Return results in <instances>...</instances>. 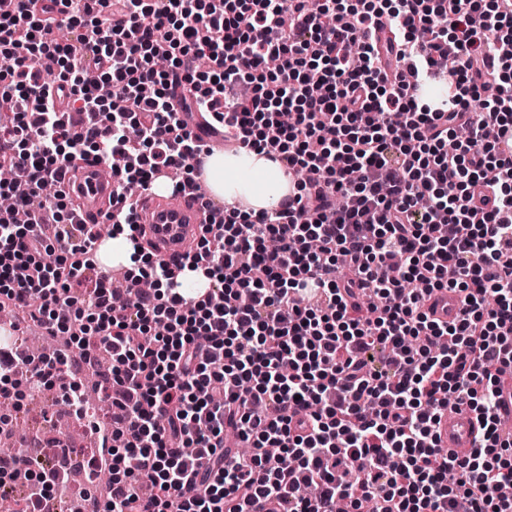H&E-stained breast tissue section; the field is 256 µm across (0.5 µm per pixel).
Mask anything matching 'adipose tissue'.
<instances>
[{
    "label": "adipose tissue",
    "mask_w": 512,
    "mask_h": 512,
    "mask_svg": "<svg viewBox=\"0 0 512 512\" xmlns=\"http://www.w3.org/2000/svg\"><path fill=\"white\" fill-rule=\"evenodd\" d=\"M204 176L212 195L230 205L245 202L257 214L271 212L294 190L287 170L250 146L212 154Z\"/></svg>",
    "instance_id": "adipose-tissue-1"
}]
</instances>
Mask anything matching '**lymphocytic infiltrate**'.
Segmentation results:
<instances>
[{"instance_id": "1", "label": "lymphocytic infiltrate", "mask_w": 512, "mask_h": 512, "mask_svg": "<svg viewBox=\"0 0 512 512\" xmlns=\"http://www.w3.org/2000/svg\"><path fill=\"white\" fill-rule=\"evenodd\" d=\"M54 8L79 17L68 41ZM441 79L447 108L420 104ZM178 80L191 89L175 103ZM3 109L15 177L0 194L26 222L0 210V305L77 353L1 360L0 396L58 386L87 420L77 358L112 404L111 427L89 425L108 495L72 512H512V436L496 427V371L512 365V154L498 141L512 0H9ZM196 112L300 177L283 211L232 207L203 226L182 259L210 279L197 301L133 220L156 172L193 183ZM115 155L132 164L112 174L107 219L138 264L121 307L89 257L95 225L62 216L60 189L76 160ZM445 288L465 298L450 325L425 310ZM452 401L483 431L462 460L432 434ZM228 425L249 460L225 449Z\"/></svg>"}]
</instances>
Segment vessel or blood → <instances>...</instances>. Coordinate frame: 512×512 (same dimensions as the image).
<instances>
[{"instance_id": "1", "label": "vessel or blood", "mask_w": 512, "mask_h": 512, "mask_svg": "<svg viewBox=\"0 0 512 512\" xmlns=\"http://www.w3.org/2000/svg\"><path fill=\"white\" fill-rule=\"evenodd\" d=\"M65 189L79 204V220L87 224L103 222L112 186L100 177L97 166L84 168L77 179L66 181ZM223 209L224 205L219 201L200 205L197 187L190 184L172 197L144 192L138 200L135 217L154 252L168 260L184 253L187 243L197 240L201 225L209 223ZM426 311L440 322L455 321L459 316L460 296L449 290L436 292L427 301ZM498 388L501 393L499 426L511 431L512 368H504ZM479 435V423L465 407L445 411L435 426L439 447L459 458L467 457L477 446Z\"/></svg>"}]
</instances>
